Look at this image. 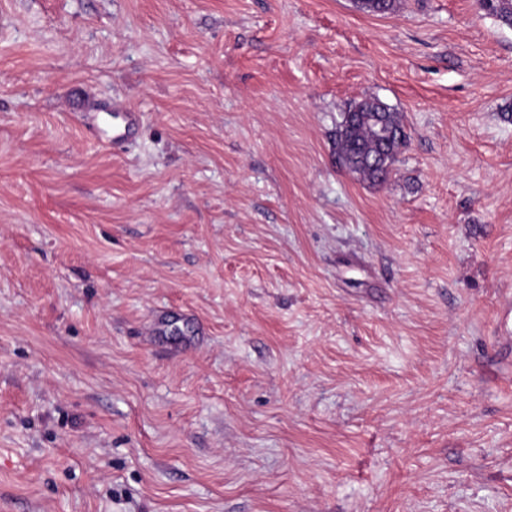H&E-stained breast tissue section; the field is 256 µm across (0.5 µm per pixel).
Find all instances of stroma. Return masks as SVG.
Listing matches in <instances>:
<instances>
[{
  "label": "stroma",
  "mask_w": 512,
  "mask_h": 512,
  "mask_svg": "<svg viewBox=\"0 0 512 512\" xmlns=\"http://www.w3.org/2000/svg\"><path fill=\"white\" fill-rule=\"evenodd\" d=\"M509 305L477 0H0V512H512ZM383 118L388 126V131L391 133V138L386 146L390 154L391 165L395 157L402 151V148L406 146V133L399 113L388 107ZM368 115H362L351 121L345 115L336 125L333 147L339 161L353 174H356L372 184H381L386 181L390 171L382 175L377 169L364 167L353 168L355 163L364 155L373 154L376 149V129L367 120Z\"/></svg>",
  "instance_id": "obj_1"
}]
</instances>
